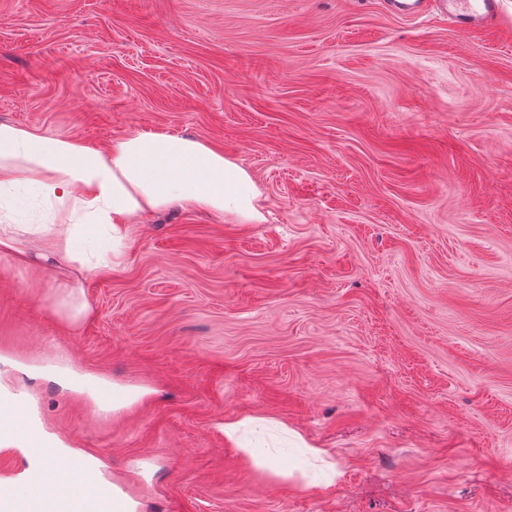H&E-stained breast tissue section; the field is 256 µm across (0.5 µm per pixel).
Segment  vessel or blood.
Masks as SVG:
<instances>
[{
    "label": "vessel or blood",
    "mask_w": 512,
    "mask_h": 512,
    "mask_svg": "<svg viewBox=\"0 0 512 512\" xmlns=\"http://www.w3.org/2000/svg\"><path fill=\"white\" fill-rule=\"evenodd\" d=\"M460 31H487L501 18V0H435ZM23 437L28 447L38 449L48 469L65 465L69 481L51 500L20 498L14 487L0 483V512H84L86 495H93L96 512H124L125 500L112 486L103 483L93 465L86 460L67 457L59 460L57 450L36 428L24 397L15 391L0 394V436Z\"/></svg>",
    "instance_id": "obj_1"
}]
</instances>
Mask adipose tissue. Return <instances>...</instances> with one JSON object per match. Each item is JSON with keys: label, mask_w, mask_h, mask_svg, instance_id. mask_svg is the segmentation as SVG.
<instances>
[{"label": "adipose tissue", "mask_w": 512, "mask_h": 512, "mask_svg": "<svg viewBox=\"0 0 512 512\" xmlns=\"http://www.w3.org/2000/svg\"><path fill=\"white\" fill-rule=\"evenodd\" d=\"M20 189L49 206V221L15 219L9 200ZM260 201L252 175L197 137L134 129L90 145L0 122V258L19 268L80 275L89 262L70 242L89 227L108 229L118 245L146 215L175 203L258 224Z\"/></svg>", "instance_id": "1"}]
</instances>
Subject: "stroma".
<instances>
[{"mask_svg":"<svg viewBox=\"0 0 512 512\" xmlns=\"http://www.w3.org/2000/svg\"><path fill=\"white\" fill-rule=\"evenodd\" d=\"M2 121L193 135L262 192L259 224L147 216L71 335L69 289L0 259V390L139 512H512V0L471 34L387 0H0ZM86 376L145 395L106 413ZM264 419L262 418H256L252 416H246L238 420H231V421H225L224 423V437L229 440L235 442L241 454L245 458H254V451L253 448H250L248 444L243 443L240 441V438L238 436V432L242 427H250L252 428L253 432H258L259 430H262L264 428Z\"/></svg>","mask_w":512,"mask_h":512,"instance_id":"35a3bbf8","label":"stroma"}]
</instances>
